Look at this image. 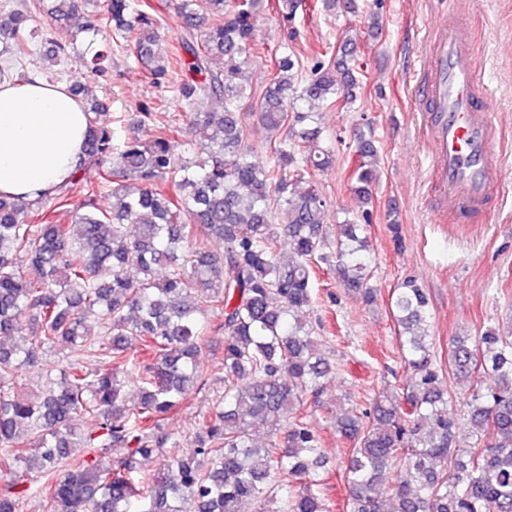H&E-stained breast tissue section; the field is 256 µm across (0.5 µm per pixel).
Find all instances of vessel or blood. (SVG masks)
I'll return each instance as SVG.
<instances>
[{"mask_svg": "<svg viewBox=\"0 0 512 512\" xmlns=\"http://www.w3.org/2000/svg\"><path fill=\"white\" fill-rule=\"evenodd\" d=\"M428 52L427 72L416 93L439 200L460 220L477 212L491 221V191L499 177L498 129L468 25L453 16L443 20L432 32Z\"/></svg>", "mask_w": 512, "mask_h": 512, "instance_id": "1", "label": "vessel or blood"}]
</instances>
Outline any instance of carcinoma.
I'll list each match as a JSON object with an SVG mask.
<instances>
[{"instance_id": "cac0c4a2", "label": "carcinoma", "mask_w": 512, "mask_h": 512, "mask_svg": "<svg viewBox=\"0 0 512 512\" xmlns=\"http://www.w3.org/2000/svg\"><path fill=\"white\" fill-rule=\"evenodd\" d=\"M54 0L59 23L79 20L92 47L74 54L56 43L49 57L107 75L111 52L103 31L135 35L136 57L152 83L168 79L169 60L154 29L150 0ZM172 0L184 22L176 91L189 107L204 99L224 110L196 112L188 140L195 156L175 153L163 126L145 141L103 124L105 105L88 108L89 134L74 178L36 201L0 195V512H21L39 494L46 512H330L321 486L328 472L320 433L303 409L323 392L336 364L321 354L322 321L301 319L313 303L320 269L348 293L372 303L371 251L364 229L378 158L357 133L351 192L357 217L324 226L325 200L307 176L335 161L313 125V109L358 87L356 41L344 43L338 65H314L296 86L298 59L283 51L253 116L273 135L274 164L250 159L235 103L245 96L243 65L256 47V0ZM31 13H0V48L8 68L31 55ZM343 80L336 82V67ZM84 182L83 202L60 223L45 209ZM111 191L112 210L97 207ZM204 236L222 245L212 250ZM289 247L288 261L281 259ZM24 256L31 273L20 270ZM135 271L136 277L129 276ZM430 300L420 283L403 280L390 297L401 354L411 370L407 388L392 386L369 404L348 395L331 412L349 443L341 461L346 512H512V327L488 329L476 347L448 349V381L425 330ZM224 332V398L218 413L198 414L194 450L166 456L181 436L165 429L171 410L207 382L200 353ZM65 346L94 352L88 365L69 360L33 397L18 392L23 372L46 352ZM493 383L474 389L469 422L492 426L500 441L488 448L455 447L458 422L448 413L452 384L470 386L475 372ZM139 397L127 398L124 384ZM96 427L82 431L75 417ZM267 428L258 443L254 430ZM114 448L128 457L113 467ZM159 461L145 471L142 461Z\"/></svg>"}]
</instances>
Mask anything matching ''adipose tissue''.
<instances>
[{"label":"adipose tissue","mask_w":512,"mask_h":512,"mask_svg":"<svg viewBox=\"0 0 512 512\" xmlns=\"http://www.w3.org/2000/svg\"><path fill=\"white\" fill-rule=\"evenodd\" d=\"M88 129L82 101L63 82L0 80V194L30 199L67 182Z\"/></svg>","instance_id":"adipose-tissue-1"}]
</instances>
